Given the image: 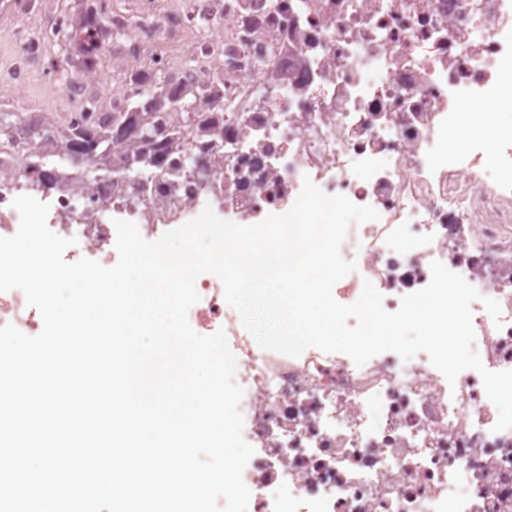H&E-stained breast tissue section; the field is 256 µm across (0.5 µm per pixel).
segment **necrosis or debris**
<instances>
[{
	"label": "necrosis or debris",
	"mask_w": 512,
	"mask_h": 512,
	"mask_svg": "<svg viewBox=\"0 0 512 512\" xmlns=\"http://www.w3.org/2000/svg\"><path fill=\"white\" fill-rule=\"evenodd\" d=\"M141 21L112 14V55L124 74L219 91L155 166H123L111 181L86 171H33L0 151V237L18 230L12 201L40 196L49 229L74 244L67 262L117 263L114 217L159 239L205 206L254 225L294 205L304 179L379 217L351 226L343 252L356 276L334 298L355 302L372 283L385 310L424 288L438 261L481 295L474 349L491 371L512 370V0H200L168 12L140 0ZM496 153L494 175L485 159ZM188 316L224 331L239 362L243 471L250 512H512V428L495 431L480 375L455 383L426 353H380L364 365L306 349L262 348L230 315L221 279L196 280ZM501 305L493 323L482 300ZM31 335L39 312L0 292V325Z\"/></svg>",
	"instance_id": "obj_1"
}]
</instances>
